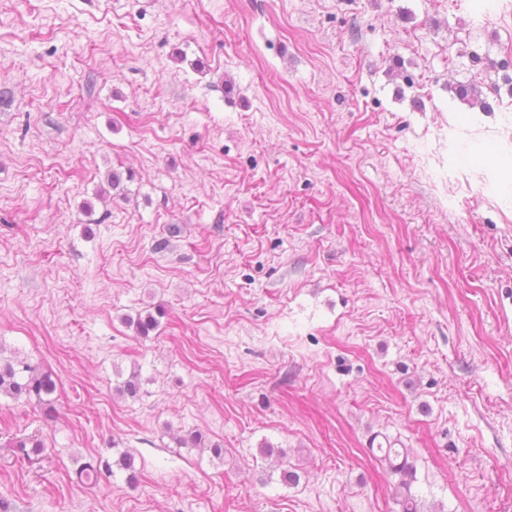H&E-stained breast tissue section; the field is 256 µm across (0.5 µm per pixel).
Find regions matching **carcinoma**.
Wrapping results in <instances>:
<instances>
[{
    "mask_svg": "<svg viewBox=\"0 0 512 512\" xmlns=\"http://www.w3.org/2000/svg\"><path fill=\"white\" fill-rule=\"evenodd\" d=\"M162 316H164V312L160 309L154 313L140 312L135 317L126 318V322L134 328L139 338L148 339L152 333L158 330L159 318ZM55 391L56 382L52 375L37 365L21 359H9L0 364V395L14 400L33 401L45 409L46 416L51 417L55 413V406L50 396ZM120 391L124 396L133 400L142 397L140 369L135 368L130 372L122 382ZM175 441L182 447L206 449L218 459L224 454L223 446L206 443L204 435L197 430L179 434L175 437ZM13 447L17 448L28 460L33 455L43 454L45 449L43 441L36 436L18 439L13 442ZM377 451L380 453V461L385 463L393 474L399 476V481L394 486V499L401 507L400 512H419L418 501L412 493V485L416 481V469L409 461L410 450L406 447H397V442H392L386 437L384 442L377 444ZM115 465L128 472V483L133 484L137 481L134 457L127 452L122 453L113 464L101 456L92 457L82 463L77 477L81 483L93 488L112 476Z\"/></svg>",
    "mask_w": 512,
    "mask_h": 512,
    "instance_id": "obj_1",
    "label": "carcinoma"
}]
</instances>
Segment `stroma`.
I'll return each mask as SVG.
<instances>
[{
	"label": "stroma",
	"instance_id": "stroma-1",
	"mask_svg": "<svg viewBox=\"0 0 512 512\" xmlns=\"http://www.w3.org/2000/svg\"><path fill=\"white\" fill-rule=\"evenodd\" d=\"M509 183L512 0H0V357L57 384L0 500L400 512L386 435L420 512H512ZM164 316V312L161 309L156 311L154 315L151 311L139 312L136 318L130 316L125 320L132 326L141 339L151 338V333H155L160 325L159 318ZM174 439L180 447L203 448L210 451L213 456L218 459L223 457V446L220 444L209 445V443H206V439L200 431H187L186 433L177 435ZM385 448L382 442L377 444V451L381 454L380 461L385 463L388 469L399 476L398 483L394 486V499L401 507L400 512H419L418 501L412 493V485L416 481V469L409 461L410 450L403 443L390 441L384 437ZM399 444L402 448H395ZM113 464L103 457H91L82 463L77 472L80 482L90 488L95 487L104 479H108L113 473Z\"/></svg>",
	"mask_w": 512,
	"mask_h": 512
}]
</instances>
